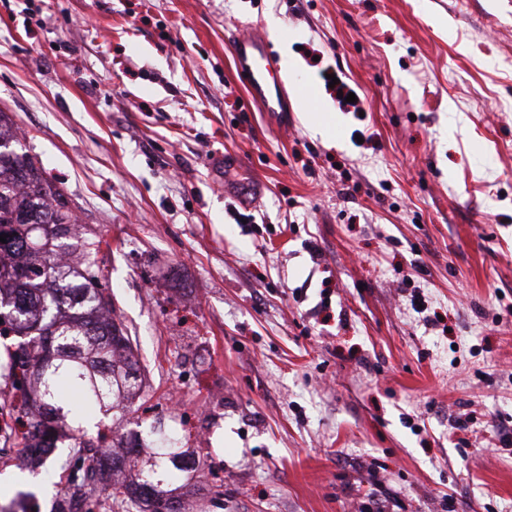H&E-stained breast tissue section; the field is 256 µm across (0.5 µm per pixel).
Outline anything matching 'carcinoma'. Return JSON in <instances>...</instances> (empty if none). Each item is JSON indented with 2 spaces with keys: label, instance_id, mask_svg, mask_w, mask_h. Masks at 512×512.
Wrapping results in <instances>:
<instances>
[{
  "label": "carcinoma",
  "instance_id": "obj_1",
  "mask_svg": "<svg viewBox=\"0 0 512 512\" xmlns=\"http://www.w3.org/2000/svg\"><path fill=\"white\" fill-rule=\"evenodd\" d=\"M9 141L0 124V335L22 338L7 379L21 396L23 447L49 456L72 443L75 463L56 512H94L105 496L119 512H184L168 478L183 471V495H193L196 461L173 435L151 428L145 465L129 469L126 459L109 456L124 440L119 430L87 437V420L131 410L142 369L99 288L102 241L70 243L76 221L64 193L35 157L9 149ZM66 253L71 261L56 260Z\"/></svg>",
  "mask_w": 512,
  "mask_h": 512
}]
</instances>
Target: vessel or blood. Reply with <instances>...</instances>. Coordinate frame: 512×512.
Here are the masks:
<instances>
[{"label":"vessel or blood","instance_id":"1","mask_svg":"<svg viewBox=\"0 0 512 512\" xmlns=\"http://www.w3.org/2000/svg\"><path fill=\"white\" fill-rule=\"evenodd\" d=\"M230 51L240 82L261 111L274 118L291 112L287 77L269 35L255 31L236 36Z\"/></svg>","mask_w":512,"mask_h":512}]
</instances>
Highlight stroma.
Instances as JSON below:
<instances>
[{"label":"stroma","mask_w":512,"mask_h":512,"mask_svg":"<svg viewBox=\"0 0 512 512\" xmlns=\"http://www.w3.org/2000/svg\"><path fill=\"white\" fill-rule=\"evenodd\" d=\"M255 28L335 131L249 99ZM506 102L512 0H0V116L103 241L120 429L195 450L196 512H512ZM20 451L0 503L54 512L67 447Z\"/></svg>","instance_id":"obj_1"}]
</instances>
